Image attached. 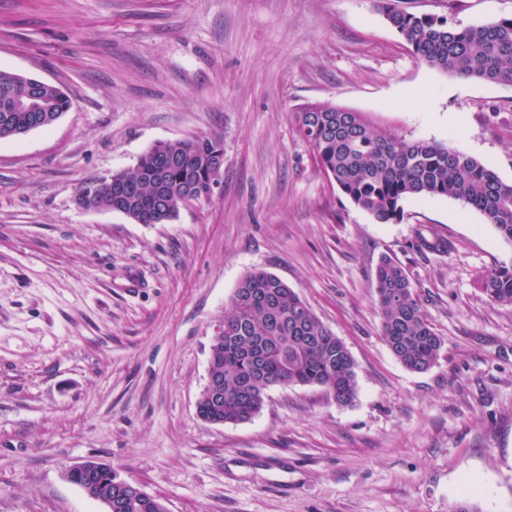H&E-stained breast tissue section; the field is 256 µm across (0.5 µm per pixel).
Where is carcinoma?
Returning a JSON list of instances; mask_svg holds the SVG:
<instances>
[{"mask_svg":"<svg viewBox=\"0 0 512 512\" xmlns=\"http://www.w3.org/2000/svg\"><path fill=\"white\" fill-rule=\"evenodd\" d=\"M389 25L418 61L449 77L512 86V17L463 28L433 15H417L398 0H376ZM70 108L57 86L0 70V139L28 128L52 126ZM297 135L341 192L381 224L403 219L410 197H446L480 212L512 245V182L487 164L445 143L409 138L373 124L362 112L307 104L294 112ZM224 146L210 137L159 142L130 171L84 185L78 205L120 212L138 224H165L191 202L213 194L210 173ZM491 302L512 305V264L482 275ZM384 342L409 371L425 372L444 344L417 299L403 267L385 257L372 284ZM224 334L211 345V367L221 397L205 403L213 421L252 419L272 386H318L336 403L357 391L355 362L345 343L281 279L248 271L237 283L224 315ZM161 500L144 506L116 503L113 512H163Z\"/></svg>","mask_w":512,"mask_h":512,"instance_id":"1","label":"carcinoma"}]
</instances>
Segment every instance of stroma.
<instances>
[{
  "instance_id": "obj_1",
  "label": "stroma",
  "mask_w": 512,
  "mask_h": 512,
  "mask_svg": "<svg viewBox=\"0 0 512 512\" xmlns=\"http://www.w3.org/2000/svg\"><path fill=\"white\" fill-rule=\"evenodd\" d=\"M403 4L460 26L512 16V0ZM0 70L72 101L0 140V512H105L64 476L88 458L168 512H512V305L479 289L512 246L450 198L375 222L292 121L344 106L511 182L512 86L428 68L374 0H0ZM194 136L222 141V187L176 220L78 205L85 183ZM421 235L450 247L419 252ZM385 255L444 339L426 372L381 336ZM253 269L344 341L351 403L275 386L251 420L198 416L212 337Z\"/></svg>"
}]
</instances>
